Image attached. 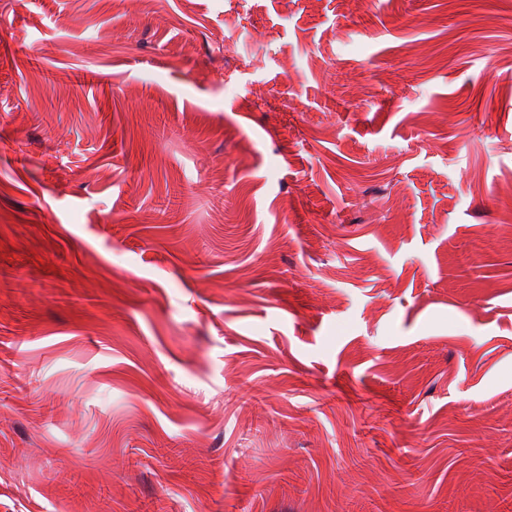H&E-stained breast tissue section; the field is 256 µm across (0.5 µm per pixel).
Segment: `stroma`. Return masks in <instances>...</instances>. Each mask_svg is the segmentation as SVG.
Segmentation results:
<instances>
[{
  "instance_id": "1",
  "label": "stroma",
  "mask_w": 512,
  "mask_h": 512,
  "mask_svg": "<svg viewBox=\"0 0 512 512\" xmlns=\"http://www.w3.org/2000/svg\"><path fill=\"white\" fill-rule=\"evenodd\" d=\"M0 512H512V0H0Z\"/></svg>"
}]
</instances>
